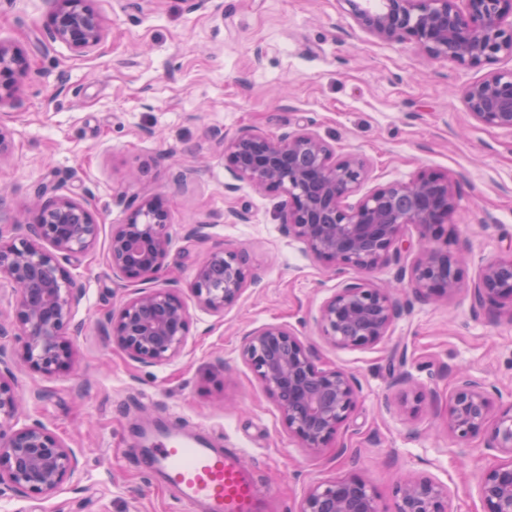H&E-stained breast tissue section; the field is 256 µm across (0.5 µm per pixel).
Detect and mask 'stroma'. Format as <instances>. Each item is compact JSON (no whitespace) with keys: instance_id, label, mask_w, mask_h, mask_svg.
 Masks as SVG:
<instances>
[{"instance_id":"35a3bbf8","label":"stroma","mask_w":512,"mask_h":512,"mask_svg":"<svg viewBox=\"0 0 512 512\" xmlns=\"http://www.w3.org/2000/svg\"><path fill=\"white\" fill-rule=\"evenodd\" d=\"M104 37L77 52L46 35L48 0H0V41L30 59L14 103L0 106L12 150L0 157V229L40 189L87 202L100 226L71 273L83 289L67 334L69 370L53 375L19 361L21 342L0 336L24 422L41 421L75 453L79 469L52 495L0 493V512H179L169 490L136 462L138 432L162 424L206 432L241 451L263 500L298 512L318 482L356 477L393 512L401 477H427L448 492V512H483L482 475L503 459L487 434L448 432L458 373L484 381L494 407L512 403V306H474L479 270L512 244V135L477 123L462 86L512 70L499 57L465 68L381 41L357 25L345 0H92ZM307 127L337 154L369 165L366 188L447 173L457 195L448 250L463 253L461 289L440 301L410 290L378 344L333 346L319 313L350 271H336L288 237L281 199L248 184L225 191L218 135H278ZM160 197L172 245L153 281L187 305L183 352L163 365L130 359L102 322L130 291L112 276L108 243L131 198ZM248 211L231 224L228 210ZM245 250L255 279L219 314L190 289L195 267L217 248ZM287 325L319 366L358 381L354 411L335 446L314 454L283 424L275 400L242 357L246 334ZM408 370L413 384L398 383Z\"/></svg>"}]
</instances>
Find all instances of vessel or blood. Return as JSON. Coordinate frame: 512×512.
Instances as JSON below:
<instances>
[{"label": "vessel or blood", "mask_w": 512, "mask_h": 512, "mask_svg": "<svg viewBox=\"0 0 512 512\" xmlns=\"http://www.w3.org/2000/svg\"><path fill=\"white\" fill-rule=\"evenodd\" d=\"M186 512H258L259 490L234 452L160 430L141 455Z\"/></svg>", "instance_id": "obj_1"}]
</instances>
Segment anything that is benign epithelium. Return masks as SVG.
Masks as SVG:
<instances>
[{
	"instance_id": "benign-epithelium-1",
	"label": "benign epithelium",
	"mask_w": 512,
	"mask_h": 512,
	"mask_svg": "<svg viewBox=\"0 0 512 512\" xmlns=\"http://www.w3.org/2000/svg\"><path fill=\"white\" fill-rule=\"evenodd\" d=\"M48 39L75 50L96 46L103 36L91 0H55ZM358 24L379 40H408L435 59L479 67L499 55L512 58V0H383L373 10L365 0H344ZM29 68L15 47L0 42V104L14 99L18 78ZM460 99L482 125L512 134V70L489 72L467 84ZM232 179L282 198V224L289 236L320 261L338 269L370 272L402 244V230L419 232L409 283L422 300L443 299L461 287L463 258L448 252V225L457 197L447 174L421 171L407 181L367 192L364 158L343 156L317 134L301 128L281 135L243 132L219 137ZM357 197L353 203L352 197ZM122 224L112 227V276L134 291L117 314L106 315L112 343L128 357L165 364L186 345L185 303L164 288L142 287L161 272L172 240L169 214L160 198H135ZM27 235L0 230V288L10 290L12 318L0 335L22 339L20 359L54 374L72 364L66 339L80 293L62 261L78 262L96 244L100 227L81 201L65 194H37ZM254 278L245 253L218 248L196 267L191 291L200 307L221 313ZM474 305L512 304V247L487 261L471 291ZM393 289L363 278L339 284L321 307L322 334L339 348L379 343L401 316ZM243 354L275 399L288 433L318 453L328 447L357 402V380L345 370L320 367L314 352L289 327L263 325L244 341ZM0 348V486L32 497L53 494L74 474L78 461L42 423H20V396ZM485 385L466 373L448 398V433L467 441L489 431V447L507 460L480 480L484 512H512V403L491 414ZM396 512H446L447 493L426 477L409 478L398 489ZM299 512H384L374 489L360 478L311 485Z\"/></svg>"
}]
</instances>
